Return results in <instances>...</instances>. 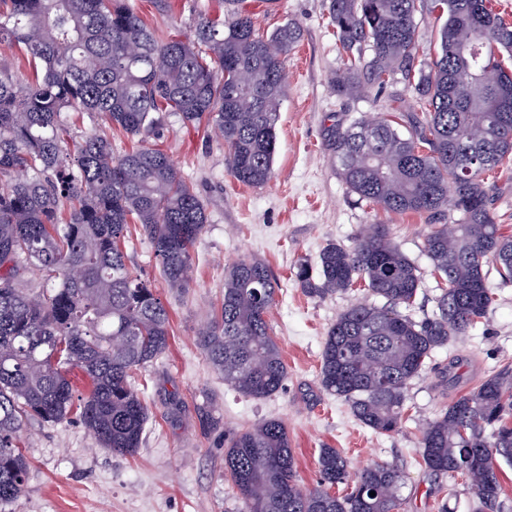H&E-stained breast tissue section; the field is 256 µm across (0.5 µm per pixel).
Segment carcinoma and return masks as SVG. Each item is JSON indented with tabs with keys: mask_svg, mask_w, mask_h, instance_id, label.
Segmentation results:
<instances>
[{
	"mask_svg": "<svg viewBox=\"0 0 512 512\" xmlns=\"http://www.w3.org/2000/svg\"><path fill=\"white\" fill-rule=\"evenodd\" d=\"M418 0H329L346 70L340 96L367 94L401 74L425 112L362 118L336 134V174L358 200L436 221L425 239L444 287L436 312L402 313L416 301L415 265L372 224L355 248L326 245L317 267L297 266L312 297L357 285L382 305L356 303L324 341L320 384L350 403L379 434L400 429L406 389L433 350L465 336L490 312L489 275L512 283V235L502 232L485 176L512 157V26L490 0H431L445 16L435 58L414 70ZM302 38L286 22L267 34L250 14L198 16L194 36L166 38L127 0H0V48L24 46L36 78L0 58V505L24 491L28 422L59 423L76 412L112 453L141 448L149 412L137 371L169 347V313L128 264L125 238L142 226L170 288L187 286L192 250L208 216L171 157L142 145L172 112L206 122L224 139L233 177L259 187L273 171L285 59ZM67 112L96 126L79 138ZM141 144L112 155V128ZM457 215L439 224L445 213ZM49 288H22L27 266ZM276 281L257 260L224 274L221 311L199 344L224 384L261 400L283 386L287 367L267 315ZM87 382L76 394L74 378ZM512 362L443 406L422 432L425 468L467 481L479 512H500L497 463L512 466ZM319 481L301 486L285 423L263 419L235 433L224 472L243 512H394L402 474L390 464L360 470L342 497L348 463L335 448L318 455ZM375 496H370V492Z\"/></svg>",
	"mask_w": 512,
	"mask_h": 512,
	"instance_id": "1",
	"label": "carcinoma"
}]
</instances>
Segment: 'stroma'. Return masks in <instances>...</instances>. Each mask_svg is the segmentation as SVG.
<instances>
[{
	"instance_id": "obj_1",
	"label": "stroma",
	"mask_w": 512,
	"mask_h": 512,
	"mask_svg": "<svg viewBox=\"0 0 512 512\" xmlns=\"http://www.w3.org/2000/svg\"><path fill=\"white\" fill-rule=\"evenodd\" d=\"M130 3L146 25L181 39L192 37L198 15L227 10L222 0ZM236 6L253 14L260 32L289 21L303 33L286 61L288 87L273 175L260 187L237 182L223 140L207 125H184L172 113L158 134L147 138V146L172 157L182 179L203 200L208 222L193 251L190 285L182 292L167 287L141 226L128 229V260L156 288L170 314L169 350L135 382L150 412L143 445L135 456H119L100 448L78 417L30 422L21 441L29 464L25 490L0 512H241L224 474V441L269 417L288 428L301 486H315L320 449L335 448L353 473L376 462L400 468L396 512H475L464 481L425 468L420 429L443 405L512 361V286L495 288L492 310L468 335L432 352L407 386V417L399 431L375 433L356 420L348 402L323 391L319 367L329 327L350 305L374 298L362 289L309 297L295 281L299 261L317 262L330 243L353 248L367 225H388L421 278L408 316L419 321L436 310L440 283L425 252L427 216L359 202L334 164L337 130L395 106L417 113L423 107L398 75L369 94L337 95L334 81L346 57L329 18V0H237ZM240 259L264 262L278 285L267 321L287 376L279 392L262 400L226 386L198 341L199 330L221 308L226 267Z\"/></svg>"
}]
</instances>
